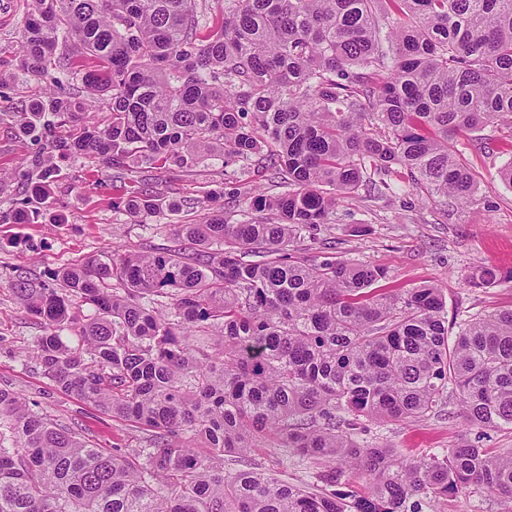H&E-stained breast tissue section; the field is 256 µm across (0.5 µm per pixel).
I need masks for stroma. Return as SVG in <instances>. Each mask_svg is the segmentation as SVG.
I'll list each match as a JSON object with an SVG mask.
<instances>
[{
    "label": "stroma",
    "mask_w": 512,
    "mask_h": 512,
    "mask_svg": "<svg viewBox=\"0 0 512 512\" xmlns=\"http://www.w3.org/2000/svg\"><path fill=\"white\" fill-rule=\"evenodd\" d=\"M29 91L16 84L0 97V211L16 207L20 186L15 171L38 150L37 143L19 138L9 118L28 101ZM485 150L471 138L457 147L476 176L473 203L443 207L411 191L405 178L392 179V189L377 196L359 191L341 199L330 223L293 243L295 260H316L328 250L337 258L356 260L387 269L388 285L409 288L435 283L441 286L449 320L463 322L512 308V188L499 178L512 161L499 129L481 130ZM60 176L50 198L28 206L23 224L0 223V387L10 388L35 403L39 413L66 426L102 448H141L148 433L139 425L83 404L54 387L29 357L40 320L13 294L16 271L42 279L48 272L78 264L105 249L118 254L175 247L171 227L189 224L208 208H224L242 218L260 181L249 165L225 163L208 157L193 176L164 171L143 172V185L177 198L182 209L132 223L124 211L113 208L124 183L114 171L91 156H69L59 162ZM224 188L223 198L210 202L208 190ZM484 266L495 276L489 287H472L464 278ZM457 404L410 422H366L357 439L361 444H384L406 459L443 453L460 439L481 440L487 448H512V430L476 435L468 430ZM262 468L299 484L309 471L298 457L280 448H260L253 455Z\"/></svg>",
    "instance_id": "35a3bbf8"
}]
</instances>
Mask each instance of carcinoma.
<instances>
[{
  "mask_svg": "<svg viewBox=\"0 0 512 512\" xmlns=\"http://www.w3.org/2000/svg\"><path fill=\"white\" fill-rule=\"evenodd\" d=\"M9 79L40 89L12 113L49 144L18 170L31 198L57 153L186 173L215 150L265 154L287 190L250 198L266 221L217 209L177 225V249L102 251L51 273L58 288L16 272L44 377L149 437L98 448L0 388V512H435L471 489L512 505L510 449L412 462L356 438L365 420L430 414L450 383L468 426L512 429V308L450 343L439 285L386 288L381 266L287 254L338 196L388 190L400 169L431 200L473 198L455 144L512 130V0H29ZM177 206L144 187L112 203L135 219ZM257 448L309 462L312 481L254 466ZM354 471L367 494L332 491Z\"/></svg>",
  "mask_w": 512,
  "mask_h": 512,
  "instance_id": "carcinoma-1",
  "label": "carcinoma"
}]
</instances>
